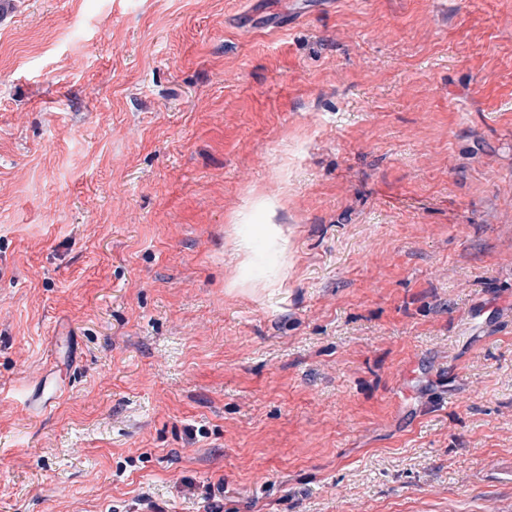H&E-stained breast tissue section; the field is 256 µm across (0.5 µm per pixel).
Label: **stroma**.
<instances>
[{"label": "stroma", "instance_id": "1", "mask_svg": "<svg viewBox=\"0 0 512 512\" xmlns=\"http://www.w3.org/2000/svg\"><path fill=\"white\" fill-rule=\"evenodd\" d=\"M511 460L512 0H7L0 512H512ZM61 373V369H56L43 380L35 401L30 404L34 414H39L47 408L53 407L70 392L71 385L64 382Z\"/></svg>", "mask_w": 512, "mask_h": 512}]
</instances>
